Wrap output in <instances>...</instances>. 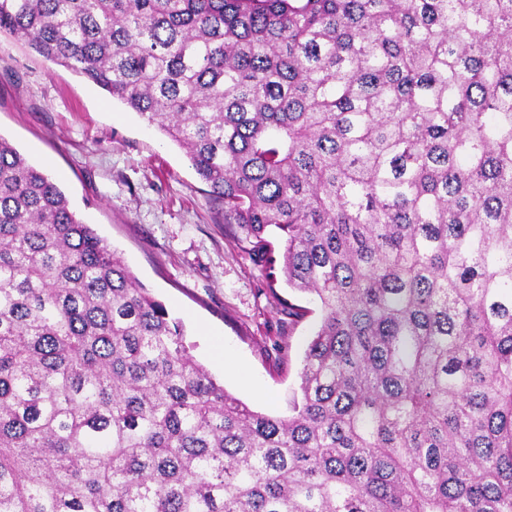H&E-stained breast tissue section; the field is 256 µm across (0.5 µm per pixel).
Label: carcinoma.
I'll return each mask as SVG.
<instances>
[{"label": "carcinoma", "mask_w": 512, "mask_h": 512, "mask_svg": "<svg viewBox=\"0 0 512 512\" xmlns=\"http://www.w3.org/2000/svg\"><path fill=\"white\" fill-rule=\"evenodd\" d=\"M185 150L320 320L229 393L0 135V512H512V0H0Z\"/></svg>", "instance_id": "1"}]
</instances>
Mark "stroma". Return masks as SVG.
Listing matches in <instances>:
<instances>
[{
	"instance_id": "stroma-1",
	"label": "stroma",
	"mask_w": 512,
	"mask_h": 512,
	"mask_svg": "<svg viewBox=\"0 0 512 512\" xmlns=\"http://www.w3.org/2000/svg\"><path fill=\"white\" fill-rule=\"evenodd\" d=\"M0 135L180 322L191 355L253 409L288 415L320 308L272 281L182 149L71 70L0 34ZM226 346L239 372L216 364Z\"/></svg>"
}]
</instances>
